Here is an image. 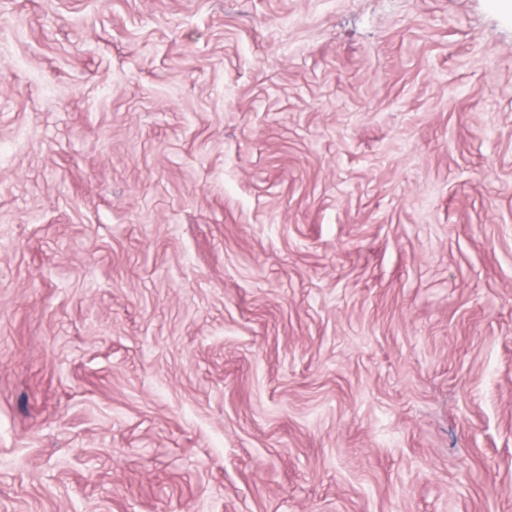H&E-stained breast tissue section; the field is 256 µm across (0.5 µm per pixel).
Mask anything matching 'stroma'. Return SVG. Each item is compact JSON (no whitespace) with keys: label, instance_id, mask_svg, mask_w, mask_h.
Returning <instances> with one entry per match:
<instances>
[{"label":"stroma","instance_id":"obj_1","mask_svg":"<svg viewBox=\"0 0 512 512\" xmlns=\"http://www.w3.org/2000/svg\"><path fill=\"white\" fill-rule=\"evenodd\" d=\"M0 512H512V8L0 0Z\"/></svg>","mask_w":512,"mask_h":512}]
</instances>
